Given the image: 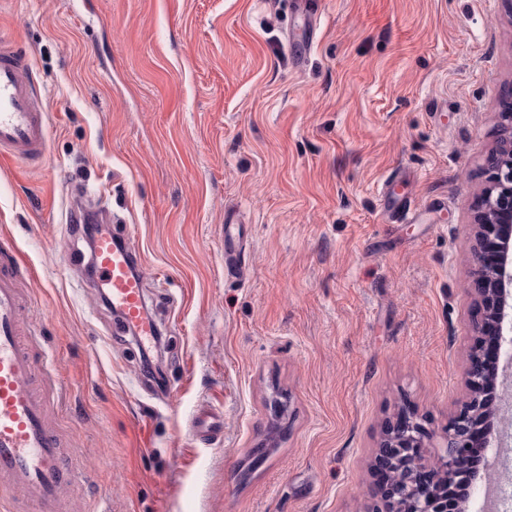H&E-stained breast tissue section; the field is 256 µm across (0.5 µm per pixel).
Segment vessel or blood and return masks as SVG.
I'll list each match as a JSON object with an SVG mask.
<instances>
[{
    "mask_svg": "<svg viewBox=\"0 0 512 512\" xmlns=\"http://www.w3.org/2000/svg\"><path fill=\"white\" fill-rule=\"evenodd\" d=\"M319 0H301L299 24L290 26L287 46L297 60L310 54L320 25ZM47 151V114L39 103L31 68L24 54L0 42V160H38ZM241 243L234 216L224 224V266L232 268ZM140 258L118 244L114 234H99L92 263L95 281L119 315L122 330L145 342L154 341L157 324L146 313L143 278L135 267ZM23 265L11 253L0 268V484L20 490L41 512L60 507L70 476L62 460V439L48 421L53 398L34 357V340L24 339L29 325L18 284Z\"/></svg>",
    "mask_w": 512,
    "mask_h": 512,
    "instance_id": "1",
    "label": "vessel or blood"
}]
</instances>
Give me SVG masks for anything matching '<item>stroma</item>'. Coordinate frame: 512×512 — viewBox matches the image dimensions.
<instances>
[{"label": "stroma", "instance_id": "obj_1", "mask_svg": "<svg viewBox=\"0 0 512 512\" xmlns=\"http://www.w3.org/2000/svg\"><path fill=\"white\" fill-rule=\"evenodd\" d=\"M322 13L299 66L293 0H0L48 115L46 156L0 163V252L25 258L72 512H369L385 421L406 404L437 435L464 397L512 0ZM78 197L143 257L159 343L86 275ZM203 407L220 435L194 433ZM490 440L512 492V428ZM224 271L230 272L235 263L241 243V226L234 215H227L224 221Z\"/></svg>", "mask_w": 512, "mask_h": 512}]
</instances>
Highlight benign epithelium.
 I'll list each match as a JSON object with an SVG mask.
<instances>
[{"mask_svg": "<svg viewBox=\"0 0 512 512\" xmlns=\"http://www.w3.org/2000/svg\"><path fill=\"white\" fill-rule=\"evenodd\" d=\"M498 116L501 136L487 158V185L474 217L478 234L470 256L475 336L466 369L469 398L439 435L441 452L429 460L423 453L428 431L412 411H399L375 457L376 468L386 477L377 512H448L451 489L444 488L446 481L476 480L471 454L488 447L493 431L485 414L494 404L498 370L486 351L492 349L497 358L504 353L512 361V87ZM394 464L405 471L407 481L389 479Z\"/></svg>", "mask_w": 512, "mask_h": 512, "instance_id": "benign-epithelium-1", "label": "benign epithelium"}]
</instances>
